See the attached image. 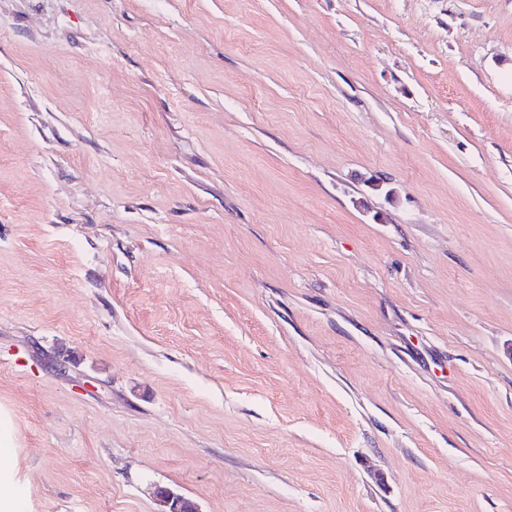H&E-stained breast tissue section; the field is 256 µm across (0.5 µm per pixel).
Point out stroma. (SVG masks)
<instances>
[{
    "instance_id": "obj_1",
    "label": "stroma",
    "mask_w": 512,
    "mask_h": 512,
    "mask_svg": "<svg viewBox=\"0 0 512 512\" xmlns=\"http://www.w3.org/2000/svg\"><path fill=\"white\" fill-rule=\"evenodd\" d=\"M0 429L22 512H512V0H0ZM157 495L159 501L165 507L161 512H198L193 501L174 494L168 489H160Z\"/></svg>"
}]
</instances>
